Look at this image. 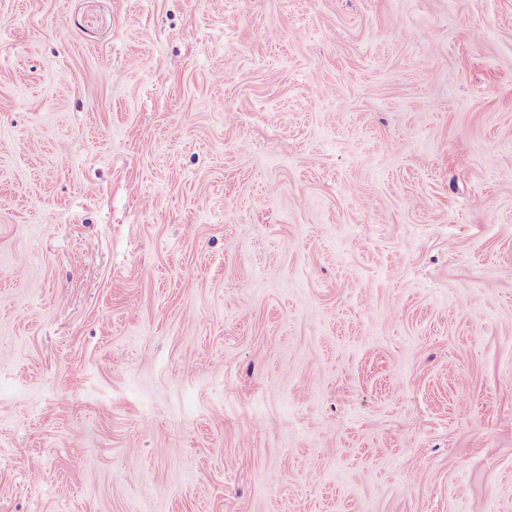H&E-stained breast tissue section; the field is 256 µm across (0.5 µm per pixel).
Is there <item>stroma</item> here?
Segmentation results:
<instances>
[{
    "instance_id": "35a3bbf8",
    "label": "stroma",
    "mask_w": 512,
    "mask_h": 512,
    "mask_svg": "<svg viewBox=\"0 0 512 512\" xmlns=\"http://www.w3.org/2000/svg\"><path fill=\"white\" fill-rule=\"evenodd\" d=\"M0 512H512V0H0Z\"/></svg>"
}]
</instances>
